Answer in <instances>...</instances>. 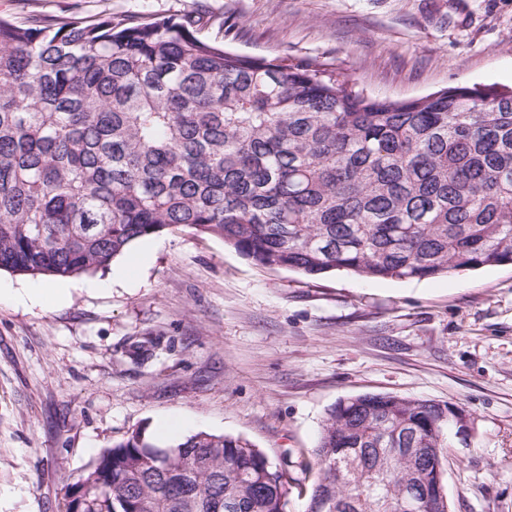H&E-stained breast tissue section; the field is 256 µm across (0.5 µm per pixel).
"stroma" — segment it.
<instances>
[{
  "label": "stroma",
  "instance_id": "1",
  "mask_svg": "<svg viewBox=\"0 0 512 512\" xmlns=\"http://www.w3.org/2000/svg\"><path fill=\"white\" fill-rule=\"evenodd\" d=\"M189 12L225 49L331 60L374 98L512 85V0H0L17 20ZM66 285L58 304L0 301V512H66V478L136 430L166 446L185 424L310 464L328 409L366 392L463 408L451 510L512 512V266L308 277L182 227Z\"/></svg>",
  "mask_w": 512,
  "mask_h": 512
}]
</instances>
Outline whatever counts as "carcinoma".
Returning a JSON list of instances; mask_svg holds the SVG:
<instances>
[{
	"label": "carcinoma",
	"mask_w": 512,
	"mask_h": 512,
	"mask_svg": "<svg viewBox=\"0 0 512 512\" xmlns=\"http://www.w3.org/2000/svg\"><path fill=\"white\" fill-rule=\"evenodd\" d=\"M192 14L0 17V270L71 277L190 227L306 276L512 265V87L371 98L327 60L201 39ZM452 403L339 400L293 475L239 437L139 431L67 484V512H448Z\"/></svg>",
	"instance_id": "1"
}]
</instances>
